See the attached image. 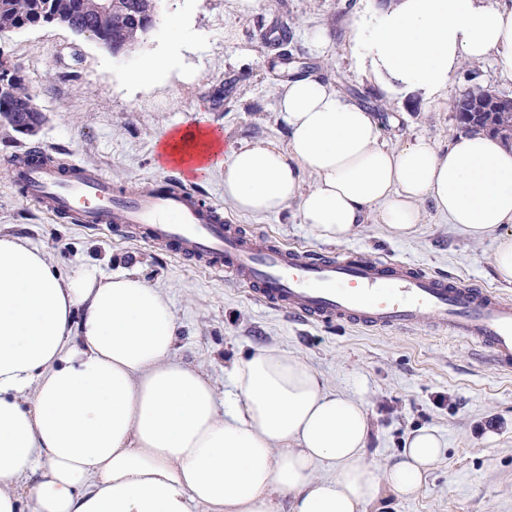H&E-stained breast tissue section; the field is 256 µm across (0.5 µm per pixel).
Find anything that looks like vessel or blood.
<instances>
[{"instance_id": "vessel-or-blood-1", "label": "vessel or blood", "mask_w": 512, "mask_h": 512, "mask_svg": "<svg viewBox=\"0 0 512 512\" xmlns=\"http://www.w3.org/2000/svg\"><path fill=\"white\" fill-rule=\"evenodd\" d=\"M12 175L24 196L51 216L88 226L118 224L136 239L201 261L245 285L256 303L303 323L409 331L428 321L478 344L494 369H512V301L489 290L402 261L353 253L318 257L259 240L228 223L219 206L202 204L190 185L136 192L115 186L100 169L62 167L32 155Z\"/></svg>"}]
</instances>
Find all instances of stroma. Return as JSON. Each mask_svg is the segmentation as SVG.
<instances>
[{"label":"stroma","mask_w":512,"mask_h":512,"mask_svg":"<svg viewBox=\"0 0 512 512\" xmlns=\"http://www.w3.org/2000/svg\"><path fill=\"white\" fill-rule=\"evenodd\" d=\"M383 0H261L249 15L234 0H161L160 20L181 19L194 33L182 44L179 66L148 89L128 80L138 58L163 57L170 43L154 30L137 55H112L68 29L44 25L0 35V58L19 63L44 120L26 136L0 125V158L38 145L49 154L100 168L113 183L139 190L164 171L156 147L165 131L191 123L221 129L225 148L258 139H285L276 112L287 75L266 31L289 24L287 50L295 61L349 100L375 112L393 146L416 137L447 147L461 125L446 102L413 93L388 99L347 50L353 18ZM317 26L325 53L306 43ZM204 196L245 231L269 235L315 254L363 255L410 261L425 271L460 278L512 299L495 277L494 237L470 241L443 222L433 207L408 239L368 223L343 244L318 240L300 224L295 207L249 216L224 200V170L214 167ZM0 230L45 251L61 275L97 267L105 276L133 272L160 288L178 323L174 355L210 377L218 394L229 389L234 363L275 347L300 357L337 391L362 396L373 422L365 455L376 466L400 452L406 434L437 429L442 459L419 492L388 497L379 512H512V373L483 364L477 346L422 324L411 332L371 331L340 322L305 326L264 308L245 287L160 246L134 240L117 225L84 228L54 219L23 199L0 165Z\"/></svg>","instance_id":"35a3bbf8"}]
</instances>
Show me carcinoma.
<instances>
[{
	"label": "carcinoma",
	"instance_id": "obj_1",
	"mask_svg": "<svg viewBox=\"0 0 512 512\" xmlns=\"http://www.w3.org/2000/svg\"><path fill=\"white\" fill-rule=\"evenodd\" d=\"M100 3L101 0H0V34L49 24V16L58 13L72 32L88 35L109 53L115 44L128 53L141 50L147 33L140 17L148 6H157V0H114L110 12L100 9ZM32 99L20 66L0 70V117L4 124L17 132L21 127L40 123L41 113L29 108Z\"/></svg>",
	"mask_w": 512,
	"mask_h": 512
}]
</instances>
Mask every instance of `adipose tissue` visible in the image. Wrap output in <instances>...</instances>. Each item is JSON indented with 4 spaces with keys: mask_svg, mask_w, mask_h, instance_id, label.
Wrapping results in <instances>:
<instances>
[{
    "mask_svg": "<svg viewBox=\"0 0 512 512\" xmlns=\"http://www.w3.org/2000/svg\"><path fill=\"white\" fill-rule=\"evenodd\" d=\"M351 42L391 97L444 100L462 64L489 57L512 80L503 0H394L354 19ZM277 111L285 143L221 156L204 134L171 128L170 153L190 167L219 156L235 210L295 207L328 243L369 218L411 236L432 206L472 241L494 236V271L512 285V148L499 138L387 146L371 112L313 74L292 77ZM177 334L168 300L137 274L64 278L42 250L0 234V512H367L417 492L443 454L422 427L384 468L367 462L364 400L276 348L235 365L218 402L174 356ZM326 464L335 476L318 477Z\"/></svg>",
    "mask_w": 512,
    "mask_h": 512,
    "instance_id": "1",
    "label": "adipose tissue"
}]
</instances>
